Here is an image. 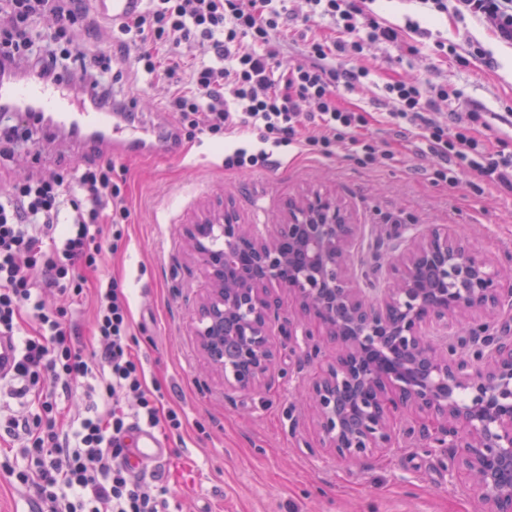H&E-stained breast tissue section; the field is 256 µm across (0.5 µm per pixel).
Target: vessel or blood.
Returning a JSON list of instances; mask_svg holds the SVG:
<instances>
[{"mask_svg":"<svg viewBox=\"0 0 512 512\" xmlns=\"http://www.w3.org/2000/svg\"><path fill=\"white\" fill-rule=\"evenodd\" d=\"M145 0H92L96 15L103 21L125 20L141 12ZM93 91L68 82L48 83L31 76L23 80H0V105L14 112L43 116L50 128H68L79 142L100 140L115 154L134 153L147 145L137 126L110 120L108 113L92 108ZM129 462L134 472L164 457L161 439L151 429L137 427L127 437Z\"/></svg>","mask_w":512,"mask_h":512,"instance_id":"vessel-or-blood-1","label":"vessel or blood"}]
</instances>
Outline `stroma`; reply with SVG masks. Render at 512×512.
I'll return each instance as SVG.
<instances>
[{
	"label": "stroma",
	"mask_w": 512,
	"mask_h": 512,
	"mask_svg": "<svg viewBox=\"0 0 512 512\" xmlns=\"http://www.w3.org/2000/svg\"><path fill=\"white\" fill-rule=\"evenodd\" d=\"M365 12L388 24L415 21L430 31L403 41L368 40L358 63L368 69L346 99L366 111L389 112L384 85L408 74L421 83L447 85L453 95L437 105L451 112L512 109V45L499 41L491 23L455 12L437 14L420 0H362ZM100 23L85 34L90 49L110 48L123 66L115 92L136 99L140 127L154 146L143 155L112 158L71 142L66 134L33 131L39 160L0 158V193L36 166L73 169L111 164L131 212L125 241L104 250L89 286L109 279L124 288L132 315L130 345L142 362L149 387L159 388L163 406L181 410V433L159 430L167 453L150 464L145 478L159 476L172 512H479L476 496L451 482L456 451L425 446L419 435L399 438L397 447L357 464L323 447L312 420H300L295 390L317 368L332 362L323 348L313 363L279 346V371L268 388L224 396L223 380L208 372L191 332L194 307L206 281L180 233L202 210L227 208L245 224H274L289 196L307 189L336 194L362 231L354 252L361 287H384L387 262L411 233L447 225L465 245L492 263L512 268V196L493 190L476 194L469 177L455 185L435 181L437 159L424 144L404 142L393 127L373 125V159L357 164L348 149L324 157L293 145L270 147L271 164L229 170L224 157L235 149L254 152L253 134L188 136L178 114L166 111V87L129 66V53L107 46ZM491 52L496 68L467 58L469 40ZM455 46L438 51L437 42Z\"/></svg>",
	"instance_id": "stroma-1"
}]
</instances>
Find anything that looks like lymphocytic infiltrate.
<instances>
[{"mask_svg":"<svg viewBox=\"0 0 512 512\" xmlns=\"http://www.w3.org/2000/svg\"><path fill=\"white\" fill-rule=\"evenodd\" d=\"M310 16L330 18L338 37L310 40L306 60L284 62L285 35L295 11L289 0H149L141 14L113 23L105 36L134 46L138 70L168 88L166 109L191 132L257 134L274 145L295 144L331 156L354 146L358 163L372 159L369 112L345 104L363 67H339L338 55H359L361 28L390 43L399 28L378 22L356 0H306ZM444 11L446 0H431ZM457 14L494 22L500 41L512 45V0H456ZM85 0H0V77L66 79L95 90L93 106L131 117L127 102L113 98L112 58L81 39L93 29ZM384 89L395 105L381 123L425 141L437 157L435 180L455 184L471 176L485 188L512 196V144L491 139L490 115L473 111L450 121L431 118L444 85L423 86L399 76ZM66 225L58 218L64 208ZM129 212L112 181L111 165L71 172L40 171L11 184L0 198V336L12 339L17 358L8 376L11 396L35 401V413L6 421L5 433L21 439L20 460L0 459V472L33 493L36 512H169L167 490L132 475L126 436L133 424L180 431L183 418L161 410L130 345L131 311L117 282L97 288L94 316L101 344L91 364L65 307L47 308L44 291L74 300L83 292V270L102 254L101 225L123 238ZM86 383V414L63 429L58 391ZM136 401L133 413L110 409L119 397ZM108 406L101 415L100 406Z\"/></svg>","mask_w":512,"mask_h":512,"instance_id":"1","label":"lymphocytic infiltrate"}]
</instances>
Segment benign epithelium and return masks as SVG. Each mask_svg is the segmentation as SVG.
I'll return each instance as SVG.
<instances>
[{"label": "benign epithelium", "instance_id": "1", "mask_svg": "<svg viewBox=\"0 0 512 512\" xmlns=\"http://www.w3.org/2000/svg\"><path fill=\"white\" fill-rule=\"evenodd\" d=\"M181 232L208 288L192 332L224 395L266 385L278 364L274 337L336 346V365L306 388L326 447L347 463L397 445L395 412L420 414L432 447L457 450L483 512H512V341L484 336L463 354L448 328L494 313L512 276L434 226L390 262L383 288H358L351 249L359 232L336 196L290 197L279 223L258 235L232 211L208 213ZM459 280L462 288H450ZM292 302L281 313L280 292Z\"/></svg>", "mask_w": 512, "mask_h": 512}]
</instances>
